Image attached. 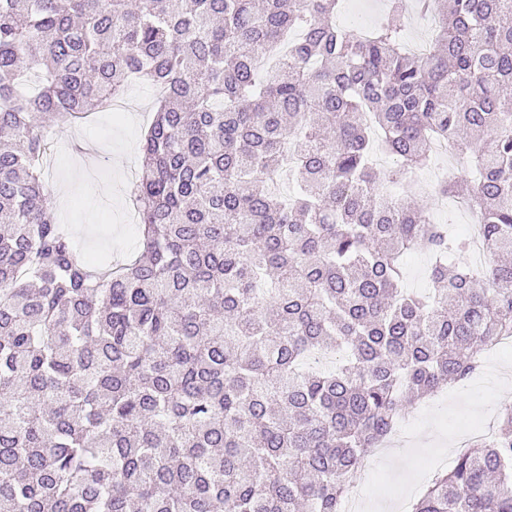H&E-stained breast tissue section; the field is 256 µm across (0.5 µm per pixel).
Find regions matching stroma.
<instances>
[{
    "mask_svg": "<svg viewBox=\"0 0 512 512\" xmlns=\"http://www.w3.org/2000/svg\"><path fill=\"white\" fill-rule=\"evenodd\" d=\"M156 99L146 82L131 83L122 111L98 112L71 126L52 127L50 148L43 162L45 184L52 193L57 223L69 232L74 245L86 256L104 254L118 261L139 251L137 224L130 214L129 183L141 167L139 144ZM512 369V348L491 354L481 372L467 382L444 386L405 414L403 428L415 429L412 446L395 448L378 464V479L358 470L366 505L382 512L396 498L416 500L423 488L416 476L428 463V452L447 449L455 436L464 434L465 422L495 429L502 408L512 407V388L503 389L493 370Z\"/></svg>",
    "mask_w": 512,
    "mask_h": 512,
    "instance_id": "obj_1",
    "label": "stroma"
}]
</instances>
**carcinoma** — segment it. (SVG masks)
Returning a JSON list of instances; mask_svg holds the SVG:
<instances>
[{
    "mask_svg": "<svg viewBox=\"0 0 512 512\" xmlns=\"http://www.w3.org/2000/svg\"><path fill=\"white\" fill-rule=\"evenodd\" d=\"M341 2L0 0V512H342L404 412L512 337V0H419L442 5L422 55L405 0L367 31ZM132 78L168 89L130 190L142 250L94 264L54 218L44 132ZM435 141L480 271L383 193ZM410 512H512V409ZM430 265L429 254L424 250H414L405 256L404 288L413 292L429 291L431 284L427 277Z\"/></svg>",
    "mask_w": 512,
    "mask_h": 512,
    "instance_id": "cac0c4a2",
    "label": "carcinoma"
}]
</instances>
